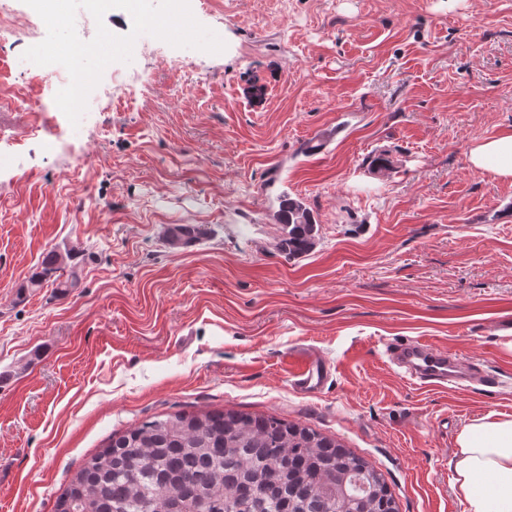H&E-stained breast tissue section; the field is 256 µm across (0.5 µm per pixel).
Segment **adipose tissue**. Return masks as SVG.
Instances as JSON below:
<instances>
[{"label": "adipose tissue", "instance_id": "ef3b65f1", "mask_svg": "<svg viewBox=\"0 0 512 512\" xmlns=\"http://www.w3.org/2000/svg\"><path fill=\"white\" fill-rule=\"evenodd\" d=\"M473 169L512 180V130L471 147ZM452 485L467 512H512V416L487 415L466 425L451 461Z\"/></svg>", "mask_w": 512, "mask_h": 512}]
</instances>
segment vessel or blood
I'll use <instances>...</instances> for the list:
<instances>
[{"mask_svg":"<svg viewBox=\"0 0 512 512\" xmlns=\"http://www.w3.org/2000/svg\"><path fill=\"white\" fill-rule=\"evenodd\" d=\"M390 363L403 377L426 385H451L462 388L466 383L487 384V377L472 371L455 353L424 342L393 343L387 348ZM292 365V387L304 393L319 392L330 376V368L311 349L300 347L288 355Z\"/></svg>","mask_w":512,"mask_h":512,"instance_id":"b4317fda","label":"vessel or blood"}]
</instances>
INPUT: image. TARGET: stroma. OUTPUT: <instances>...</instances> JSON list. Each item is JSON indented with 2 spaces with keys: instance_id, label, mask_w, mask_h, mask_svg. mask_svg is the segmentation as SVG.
<instances>
[{
  "instance_id": "1",
  "label": "stroma",
  "mask_w": 512,
  "mask_h": 512,
  "mask_svg": "<svg viewBox=\"0 0 512 512\" xmlns=\"http://www.w3.org/2000/svg\"><path fill=\"white\" fill-rule=\"evenodd\" d=\"M190 4L225 51L139 36L111 69L142 84L73 145L48 154L30 134L35 112L61 114L52 85L0 107L28 155L0 180V512H55L112 435L224 408L335 437L399 512H464L457 436L512 414V181L467 159L512 129V0ZM283 193L318 226L299 259L274 247ZM194 225L208 236L165 242ZM73 247L78 287L26 288ZM406 340L492 386L404 379L385 351ZM297 343L331 368L319 393L288 381Z\"/></svg>"
}]
</instances>
